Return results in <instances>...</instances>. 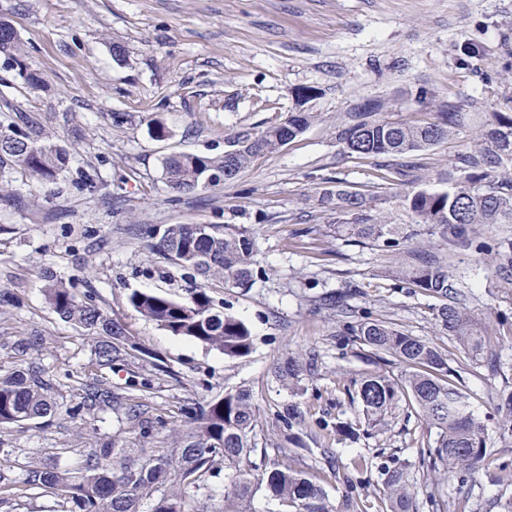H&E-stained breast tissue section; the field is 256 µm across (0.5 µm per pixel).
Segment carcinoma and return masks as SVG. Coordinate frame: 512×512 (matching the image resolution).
I'll return each mask as SVG.
<instances>
[{
  "label": "carcinoma",
  "instance_id": "carcinoma-1",
  "mask_svg": "<svg viewBox=\"0 0 512 512\" xmlns=\"http://www.w3.org/2000/svg\"><path fill=\"white\" fill-rule=\"evenodd\" d=\"M366 112H355L338 130V139L348 153L364 158L406 157L448 139L460 126L454 106L437 113L435 120L403 123L376 117L377 104ZM311 113L292 112L288 124L270 126L253 137L233 142L236 152L224 161L188 153L166 157L162 169L167 186L188 193L204 183L211 171H221L228 183L249 168L259 156L273 152L296 138L311 121ZM65 151L45 145L39 131L0 121V174L20 169L53 183L66 170ZM375 195L341 187L328 189L323 200L336 201V235L370 244L389 253L403 242L441 230L450 248L470 250L493 265L497 277L512 284V235L489 241L480 237L483 224H512V115L494 113L480 147L458 158L456 173L448 175V189L418 190L404 199L415 216L413 224H395L377 217ZM152 247L173 264L191 269L203 279H224L229 288L252 284L256 244L250 230L235 224H169L154 236ZM407 277L414 287L438 297L443 303L434 318L446 335L467 350L482 355L486 338L481 322L466 303V295L448 269V262L430 252L412 255ZM47 299L60 318L82 325L101 337L95 345L97 369L138 351L126 330L95 304L90 297L80 300L47 275ZM132 307L172 336L191 338L221 350L228 357H245L253 339L247 325L231 313L215 307L207 289H195L185 300L150 292H133ZM339 335L374 360L390 357L404 371L392 375L379 370L357 382L352 402L366 430L380 431L400 403L412 407L436 438L423 440L418 448L422 464L431 469L441 465L448 476L457 472L476 475L488 456L487 427L470 410L468 395L454 381L448 356L434 343L413 336L382 319L365 317L343 324ZM304 363L293 357L276 364L273 373L280 382L295 388L301 381ZM53 379L39 366L0 375V425L46 418L58 413L52 399ZM72 388L81 392V408L94 410L113 406L125 408L127 421L151 437L150 425L141 418L139 406L148 399L151 384L132 382L116 390L99 382L78 379ZM499 433L512 438V391L497 404ZM288 431L305 422L296 408L278 414ZM258 412L249 390L238 388L211 399L195 410L192 425L176 429L172 448H126L118 442H103L86 450L78 471L32 468L26 485L45 488L72 504L71 512H194L186 490L205 499L214 496L212 479L224 476V508L220 512H252L257 491L288 507V512H335L326 491L312 478L292 468V454L312 453L300 447L278 448V458L258 466L251 460L256 450ZM386 512H418L417 486L407 471L394 466L385 473L383 489Z\"/></svg>",
  "mask_w": 512,
  "mask_h": 512
}]
</instances>
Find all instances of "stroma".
Here are the masks:
<instances>
[{
	"label": "stroma",
	"mask_w": 512,
	"mask_h": 512,
	"mask_svg": "<svg viewBox=\"0 0 512 512\" xmlns=\"http://www.w3.org/2000/svg\"><path fill=\"white\" fill-rule=\"evenodd\" d=\"M1 19L16 29L21 50L0 55V114L29 116L41 141L64 148L69 163L51 184L20 170L0 178V371L41 364L63 407L78 402L77 377L100 374L115 387L150 379L148 416L161 446L171 429L188 425L192 406L244 387L268 457L284 442L278 412L293 405L305 414L300 437L312 452L291 464L324 475L336 512H345L351 494L363 512H382L383 469L394 465L407 469L421 495L447 501V512H497L512 484L481 474L440 479L422 467L417 446L427 429L414 410L400 407L381 432L337 434L357 417L353 383L375 366L340 336L342 317L319 306L325 293L357 286L356 316L434 341L488 428L491 473L509 475L512 439L500 436L496 407L512 391V333L492 336L488 350L501 368L488 370L442 334L433 316L439 299L401 280L418 241L387 255L339 240L336 208L321 197L338 186L377 185V213L405 223V195L446 189L445 173L477 146L488 115L512 114V0H0ZM27 73L37 85L24 81ZM305 87L313 94L302 102ZM369 101L382 102L380 117L408 123L433 120L451 104L464 123L424 151L414 182L404 183L386 177L376 159L347 153L337 138L348 114ZM299 109L313 114L305 131L234 182L178 195L166 188L167 155L221 158L233 141ZM158 120L166 137L153 133ZM167 224L251 228V288L201 280L151 250L148 233ZM49 270L77 295L91 294L145 357L96 371L95 338L60 319L45 297ZM450 270L489 324L501 315L512 321V285L491 266L460 249ZM201 286L250 328L248 356L169 335L129 303L136 291L184 299ZM20 341L33 344L23 358L14 351ZM290 356L310 362L296 389L273 374ZM112 439L144 444L123 412L110 409L0 426V473L8 478L0 512H69L63 497L25 485L27 471L79 468L82 449ZM327 448L337 468L358 454L372 464L352 485L338 484L326 477Z\"/></svg>",
	"instance_id": "1"
}]
</instances>
